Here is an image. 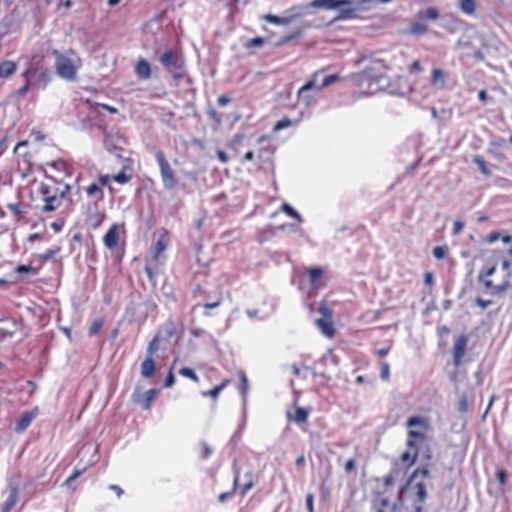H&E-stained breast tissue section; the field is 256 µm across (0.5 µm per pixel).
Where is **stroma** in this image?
I'll list each match as a JSON object with an SVG mask.
<instances>
[{
	"instance_id": "stroma-1",
	"label": "stroma",
	"mask_w": 512,
	"mask_h": 512,
	"mask_svg": "<svg viewBox=\"0 0 512 512\" xmlns=\"http://www.w3.org/2000/svg\"><path fill=\"white\" fill-rule=\"evenodd\" d=\"M427 109L385 195L319 226L271 177L318 106ZM512 0H0V512H73L194 360L285 357L287 423L195 512H363L437 437L420 512H512ZM468 275L479 294L490 303H500L512 296V250L497 247L481 251ZM401 445L405 446L406 450L400 457L394 473L399 472L404 465L401 478L407 483H417L420 481L425 471L409 458L411 448H407V437L394 432L387 437L384 448H400Z\"/></svg>"
}]
</instances>
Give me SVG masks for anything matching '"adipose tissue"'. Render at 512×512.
Here are the masks:
<instances>
[{
	"label": "adipose tissue",
	"instance_id": "obj_1",
	"mask_svg": "<svg viewBox=\"0 0 512 512\" xmlns=\"http://www.w3.org/2000/svg\"><path fill=\"white\" fill-rule=\"evenodd\" d=\"M429 112L397 94L320 106L282 133L272 179L292 219L338 224L364 201L384 195L405 168L404 148ZM283 363L245 356L242 374L222 382L194 362L179 364L174 385L148 426L123 439L74 512H183L200 479L219 470L226 448L261 452L279 438L286 413L278 396Z\"/></svg>",
	"mask_w": 512,
	"mask_h": 512
}]
</instances>
